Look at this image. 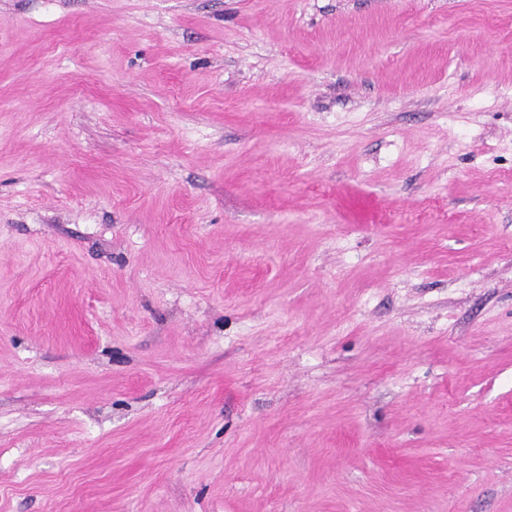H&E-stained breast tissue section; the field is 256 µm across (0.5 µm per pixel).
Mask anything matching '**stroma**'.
Segmentation results:
<instances>
[{
  "label": "stroma",
  "mask_w": 512,
  "mask_h": 512,
  "mask_svg": "<svg viewBox=\"0 0 512 512\" xmlns=\"http://www.w3.org/2000/svg\"><path fill=\"white\" fill-rule=\"evenodd\" d=\"M0 512H512V0H0Z\"/></svg>",
  "instance_id": "stroma-1"
}]
</instances>
